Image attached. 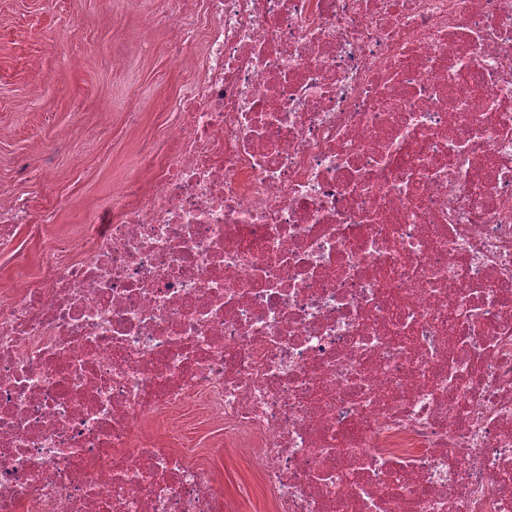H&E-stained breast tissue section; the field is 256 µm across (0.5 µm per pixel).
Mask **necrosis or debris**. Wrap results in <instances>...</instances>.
<instances>
[{
  "label": "necrosis or debris",
  "instance_id": "1",
  "mask_svg": "<svg viewBox=\"0 0 512 512\" xmlns=\"http://www.w3.org/2000/svg\"><path fill=\"white\" fill-rule=\"evenodd\" d=\"M201 68L71 238L0 190V512H512V0H170ZM45 239L36 269L20 236ZM202 397H194L173 416L160 419L159 429L173 448H214L211 431L216 423L201 406ZM212 458L222 474L223 487L225 478L229 494L237 499V512H270L263 508L262 501L250 481L251 472L244 462L237 457L224 458L223 450L214 453ZM224 472L227 474L224 475Z\"/></svg>",
  "mask_w": 512,
  "mask_h": 512
}]
</instances>
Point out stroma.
Here are the masks:
<instances>
[{
	"label": "stroma",
	"mask_w": 512,
	"mask_h": 512,
	"mask_svg": "<svg viewBox=\"0 0 512 512\" xmlns=\"http://www.w3.org/2000/svg\"><path fill=\"white\" fill-rule=\"evenodd\" d=\"M165 0H0V186L35 198L52 237L76 235L77 221L123 179L150 184L139 145L174 121L194 74L174 66L169 33L138 49L144 17ZM45 161L48 181L21 177L22 162ZM215 422L192 398L159 429L175 448H208ZM238 512H267L247 465L214 453Z\"/></svg>",
	"instance_id": "1"
}]
</instances>
